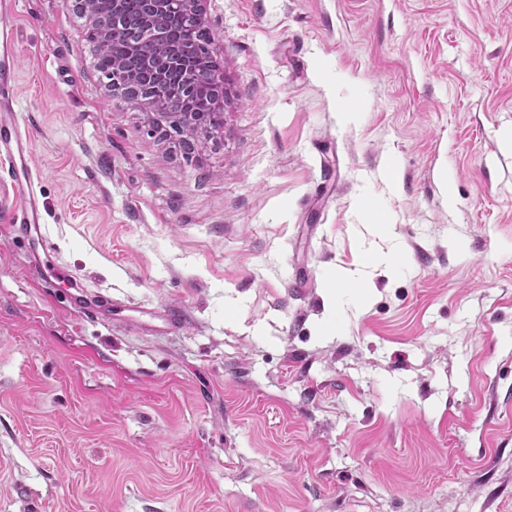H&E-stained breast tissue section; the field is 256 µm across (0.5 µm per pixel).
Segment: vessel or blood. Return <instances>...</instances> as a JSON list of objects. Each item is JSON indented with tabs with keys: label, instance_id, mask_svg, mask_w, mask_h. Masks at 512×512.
Returning a JSON list of instances; mask_svg holds the SVG:
<instances>
[{
	"label": "vessel or blood",
	"instance_id": "obj_1",
	"mask_svg": "<svg viewBox=\"0 0 512 512\" xmlns=\"http://www.w3.org/2000/svg\"><path fill=\"white\" fill-rule=\"evenodd\" d=\"M13 58L11 40L0 41V157L5 158L7 173L13 183L18 204L11 216L15 237L28 239L40 224V208L31 189L29 146L19 134V117L5 104L11 87Z\"/></svg>",
	"mask_w": 512,
	"mask_h": 512
}]
</instances>
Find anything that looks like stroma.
<instances>
[{
	"mask_svg": "<svg viewBox=\"0 0 512 512\" xmlns=\"http://www.w3.org/2000/svg\"><path fill=\"white\" fill-rule=\"evenodd\" d=\"M204 24L224 112L188 151L112 96L88 17H0L69 275L35 285L0 169V512H512V0ZM396 246L326 332L328 274ZM72 278L111 322L66 311Z\"/></svg>",
	"mask_w": 512,
	"mask_h": 512,
	"instance_id": "stroma-1",
	"label": "stroma"
}]
</instances>
